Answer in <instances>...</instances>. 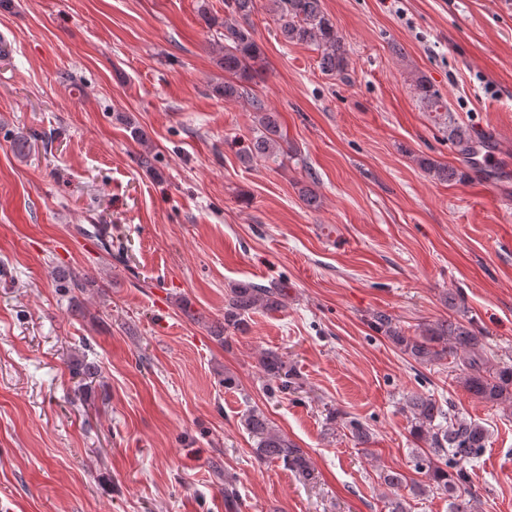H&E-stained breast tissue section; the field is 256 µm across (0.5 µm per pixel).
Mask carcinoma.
<instances>
[{"label":"carcinoma","mask_w":512,"mask_h":512,"mask_svg":"<svg viewBox=\"0 0 512 512\" xmlns=\"http://www.w3.org/2000/svg\"><path fill=\"white\" fill-rule=\"evenodd\" d=\"M272 11L284 43L308 44L320 51L323 72L340 79L347 78L350 60L345 43L338 35L335 23L322 7V0H271ZM257 0H224V45L220 46L219 64L224 72L235 79L224 82L217 92L224 98L250 99L258 114L260 129L243 153L245 161L278 164L287 151L282 143L287 133L276 115L265 111L263 101L252 92L248 82L253 79L252 67L261 60L262 51L254 39L252 15ZM415 90L430 107H445L439 93L426 76L415 80ZM448 137L460 154L475 159L478 148L487 140H478L470 130L452 120L448 121ZM420 167L439 181L461 180L463 172L429 158L419 160ZM288 284L275 282L269 286L238 283L230 288L224 300V325L216 334L224 341V334L233 330L245 333L250 315L258 311L276 312L284 306ZM371 322L384 337L404 356L415 364L428 366L448 358L457 367V382L463 389L486 404H500L512 399V364L494 359L486 336L471 320L459 317L436 319L421 324L414 334L402 328L392 315L378 311L372 313ZM260 364L268 378L276 383L280 392L296 390L294 374L288 370L283 356L267 349ZM73 375L93 379L98 368L82 359L74 360ZM404 410L409 415L410 434L415 448L411 452V466L425 481L407 480L395 471L383 475L384 485L394 491L388 501L390 512H408L406 490L416 497L433 485L448 492V512H478L477 491L468 488L470 483L466 465L474 459L489 441V430L449 402H441L431 395L412 393L404 399ZM246 430L255 440L259 459L278 462L286 469L307 474L311 463L303 449L277 429L266 414L258 408L247 410L244 415ZM346 428L359 444L372 438L369 428L352 418Z\"/></svg>","instance_id":"obj_1"}]
</instances>
